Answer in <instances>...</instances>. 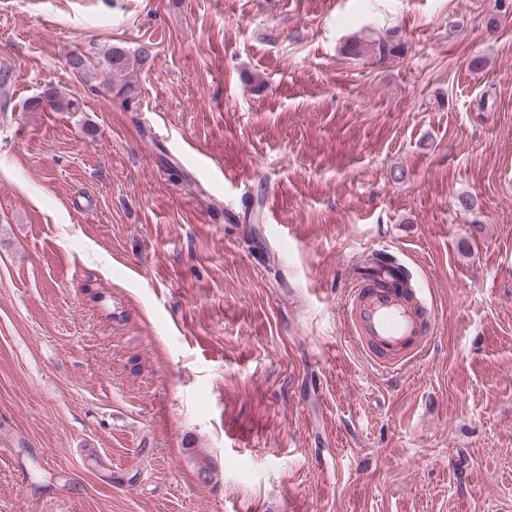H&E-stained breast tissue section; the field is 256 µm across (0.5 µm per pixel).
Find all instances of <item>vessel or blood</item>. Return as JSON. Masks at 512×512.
I'll return each instance as SVG.
<instances>
[{
	"mask_svg": "<svg viewBox=\"0 0 512 512\" xmlns=\"http://www.w3.org/2000/svg\"><path fill=\"white\" fill-rule=\"evenodd\" d=\"M390 274L355 281L346 307L354 337L368 362L385 373L405 370L428 348L434 333V306L407 301L405 288Z\"/></svg>",
	"mask_w": 512,
	"mask_h": 512,
	"instance_id": "vessel-or-blood-1",
	"label": "vessel or blood"
}]
</instances>
